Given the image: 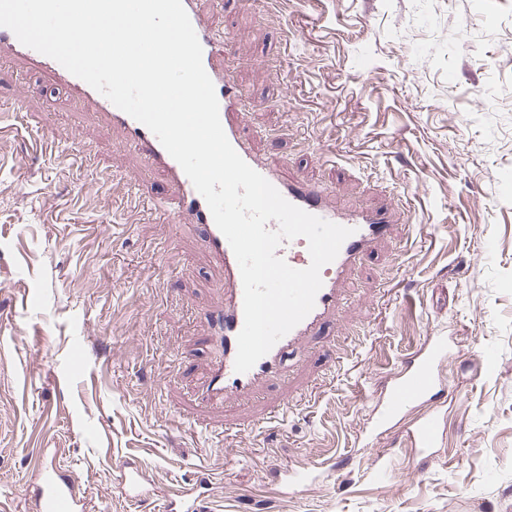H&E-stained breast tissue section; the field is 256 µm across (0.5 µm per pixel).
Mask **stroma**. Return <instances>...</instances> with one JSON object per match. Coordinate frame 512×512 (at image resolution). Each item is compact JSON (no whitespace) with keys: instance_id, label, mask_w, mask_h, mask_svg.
<instances>
[{"instance_id":"stroma-1","label":"stroma","mask_w":512,"mask_h":512,"mask_svg":"<svg viewBox=\"0 0 512 512\" xmlns=\"http://www.w3.org/2000/svg\"><path fill=\"white\" fill-rule=\"evenodd\" d=\"M209 19L254 150L340 206L392 209L395 234L285 380L204 403L223 269L119 130L0 67V512H30L50 462L89 512H164L202 472L208 512H512V0H224ZM431 336L433 395L380 424ZM289 466L311 471L300 491Z\"/></svg>"}]
</instances>
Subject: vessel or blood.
I'll return each instance as SVG.
<instances>
[{"mask_svg": "<svg viewBox=\"0 0 512 512\" xmlns=\"http://www.w3.org/2000/svg\"><path fill=\"white\" fill-rule=\"evenodd\" d=\"M182 3L203 49V65L215 86L223 129L238 154L291 204L353 230L352 235L343 242L336 259L322 268L323 285L316 295L313 310L245 373L234 369L237 336L244 323L240 269L206 201L181 166L147 127L118 109L54 59L21 44L13 32L4 27H0V62L23 61L45 74L54 85L92 101L106 121L123 132L124 147L137 153L163 177L168 191L178 201V208L172 216L173 223L192 224L200 229L209 254L224 269L226 283L224 299L219 305L223 353L220 359L211 364L200 398L205 402H221L230 397L249 396L285 372L286 362L294 348L302 341L316 336L335 314L342 299L343 281L364 257L372 253L377 244L393 236L395 226L391 212L387 209L337 210L329 204L320 188L300 177L283 178L253 152L251 138L241 123V111L246 105V99L233 78L231 66L219 63L220 58L227 55V42L218 37L205 20L201 0H182ZM276 254L295 269L307 268L311 263L308 242L302 237L283 241ZM447 348L448 344L443 338L431 337L426 350L410 361L406 373L383 398L384 417L399 413L405 406L433 390V367ZM31 499L37 512H86L87 509L78 479L71 474L61 473L53 466L42 470L39 481L33 486Z\"/></svg>", "mask_w": 512, "mask_h": 512, "instance_id": "vessel-or-blood-1", "label": "vessel or blood"}]
</instances>
